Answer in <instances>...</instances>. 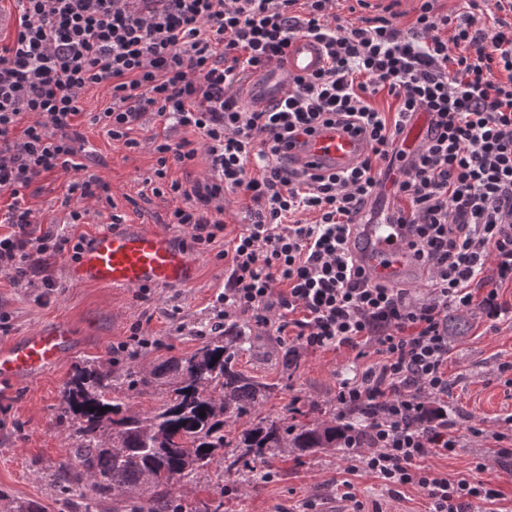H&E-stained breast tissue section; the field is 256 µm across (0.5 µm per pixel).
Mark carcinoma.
I'll return each instance as SVG.
<instances>
[{
    "instance_id": "obj_1",
    "label": "carcinoma",
    "mask_w": 512,
    "mask_h": 512,
    "mask_svg": "<svg viewBox=\"0 0 512 512\" xmlns=\"http://www.w3.org/2000/svg\"><path fill=\"white\" fill-rule=\"evenodd\" d=\"M250 325L230 323L193 352L170 356L149 372L135 361L126 365L92 360L77 365L61 392L59 417L75 426L78 444L61 465L60 476L81 499L84 512L110 499L125 512H183L170 496L177 484L192 482L213 462L219 448H238L225 469L259 481L258 465L288 451L344 448L353 417L310 424L291 419H260L233 435L224 427L249 415L273 396L236 369V359L251 347ZM162 383L167 402L132 413L128 392Z\"/></svg>"
}]
</instances>
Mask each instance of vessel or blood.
I'll return each mask as SVG.
<instances>
[{"label":"vessel or blood","instance_id":"b4317fda","mask_svg":"<svg viewBox=\"0 0 512 512\" xmlns=\"http://www.w3.org/2000/svg\"><path fill=\"white\" fill-rule=\"evenodd\" d=\"M322 64L318 44L297 38L288 49L285 65H271L247 84L248 105L267 107L283 96L294 77L311 74ZM427 128L426 114H418L398 137L396 148L408 154L415 152L424 141ZM366 150L363 136L325 125L299 146L288 149L287 157L295 169L334 173L353 168ZM406 233V225L397 223L390 213L378 214L373 223L362 225L352 240L357 263L372 277L388 283L425 284L428 270L411 258ZM70 275L83 283L133 289L187 286L196 278L197 264L186 251L172 244L168 234L140 224H122L90 237L71 266ZM73 346L70 327L63 322L0 346V380L30 381L70 354Z\"/></svg>","mask_w":512,"mask_h":512}]
</instances>
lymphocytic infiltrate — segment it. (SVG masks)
I'll use <instances>...</instances> for the list:
<instances>
[{
    "label": "lymphocytic infiltrate",
    "mask_w": 512,
    "mask_h": 512,
    "mask_svg": "<svg viewBox=\"0 0 512 512\" xmlns=\"http://www.w3.org/2000/svg\"><path fill=\"white\" fill-rule=\"evenodd\" d=\"M17 2L19 27L0 45V194L11 198L0 268L51 288L50 258L78 259L82 243L36 230L25 192L63 173L70 194L96 197L101 182L84 172L75 119L83 91L104 87L109 103L93 121L127 149L138 148L132 133L146 116L169 124L152 140L147 183L172 201L171 221L192 246L224 235L225 197L249 201L247 224L224 250L215 327L247 315L279 336L294 328L305 350L354 349L366 365L336 393L338 415L366 413L346 441L349 471L390 491L419 488L428 512H487L499 492L479 480L483 463L451 479L419 461L458 446L437 404L448 392V309L499 319L500 290L512 286V0H464L446 15L421 0L405 31L382 15L344 22L330 0ZM299 36L320 43L323 66L273 106H243V82L285 63ZM382 91L397 103L393 115L371 103ZM417 112L429 113L430 135L405 162L394 143ZM333 123L366 134L355 167L310 174L283 164L291 140ZM177 129L185 137L172 138ZM202 153L203 178L169 180L170 165L192 166ZM386 169L399 172L398 221L430 270L421 295L373 279L348 247ZM307 211L316 221H297Z\"/></svg>",
    "instance_id": "1"
}]
</instances>
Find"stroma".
Returning a JSON list of instances; mask_svg holds the SVG:
<instances>
[{"mask_svg":"<svg viewBox=\"0 0 512 512\" xmlns=\"http://www.w3.org/2000/svg\"><path fill=\"white\" fill-rule=\"evenodd\" d=\"M109 99L103 87L82 95V146L92 156L91 170L104 186L106 203L89 207L80 223L69 221L65 204L68 175L55 173L35 180L26 191L25 204L42 228H55L76 239L109 229L113 215L123 223L141 224L169 234L175 244L187 241L183 228L169 221L170 202L142 198L144 178L151 175L155 157L145 144L161 132L158 118L148 117L135 136L144 147L135 152L112 141L90 123ZM223 239L192 248L197 277L188 287L155 286L148 293L131 288L74 281L70 258L53 265L56 285L37 288L14 281L0 269V345L30 332L66 322L75 335L74 351L56 365L23 384L0 382V505L34 503L42 512H75V497L58 478L68 448L76 443L72 429L58 418V398L73 368L87 360L109 361L121 348L132 345L133 334L158 341L137 359L139 367L174 354L193 351L201 323L212 319V302L224 289L228 272L221 254ZM462 332L452 343L448 359V395L442 405L455 425L459 446L452 453H433L425 466L449 477L471 476L476 458H484V481L501 491L496 512H512V455L501 453L496 433L505 431L512 415V318L488 320L480 310L461 314ZM252 348L236 367L254 380L275 383L278 395L263 405L262 415L289 414L299 405L309 422L329 419L336 411V391L352 377L356 353L346 347L301 353L295 372H287L283 356L290 337L275 336L260 325L252 327ZM275 477L254 486L237 485L222 458H215L197 481L176 489L174 497L187 512H206L223 503L224 512H301L311 503L313 512H426L428 499L417 488L387 491L374 475L349 473L343 453L326 449L299 459L269 462Z\"/></svg>","mask_w":512,"mask_h":512,"instance_id":"obj_1","label":"stroma"}]
</instances>
